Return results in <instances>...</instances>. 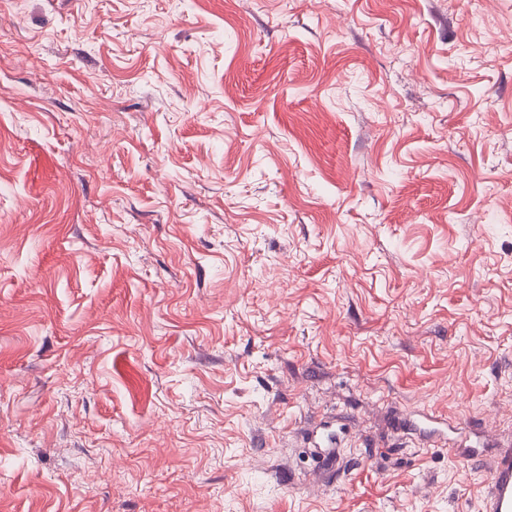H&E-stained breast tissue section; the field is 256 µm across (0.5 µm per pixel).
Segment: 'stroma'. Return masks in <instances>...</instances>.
<instances>
[{"instance_id": "obj_1", "label": "stroma", "mask_w": 512, "mask_h": 512, "mask_svg": "<svg viewBox=\"0 0 512 512\" xmlns=\"http://www.w3.org/2000/svg\"><path fill=\"white\" fill-rule=\"evenodd\" d=\"M502 448L512 0H0V512H484Z\"/></svg>"}]
</instances>
